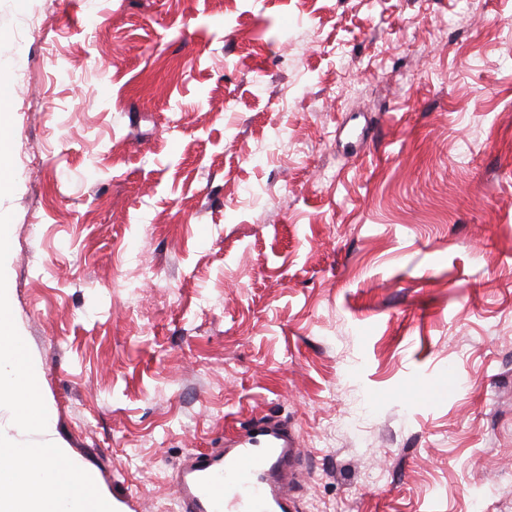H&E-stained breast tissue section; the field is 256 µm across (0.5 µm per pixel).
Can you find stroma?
<instances>
[{
  "instance_id": "obj_1",
  "label": "stroma",
  "mask_w": 512,
  "mask_h": 512,
  "mask_svg": "<svg viewBox=\"0 0 512 512\" xmlns=\"http://www.w3.org/2000/svg\"><path fill=\"white\" fill-rule=\"evenodd\" d=\"M5 270L118 512L262 418L297 512H512V0H0Z\"/></svg>"
}]
</instances>
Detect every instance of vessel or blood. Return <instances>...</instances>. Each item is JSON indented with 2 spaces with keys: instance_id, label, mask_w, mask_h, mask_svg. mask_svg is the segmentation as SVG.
I'll use <instances>...</instances> for the list:
<instances>
[{
  "instance_id": "obj_1",
  "label": "vessel or blood",
  "mask_w": 512,
  "mask_h": 512,
  "mask_svg": "<svg viewBox=\"0 0 512 512\" xmlns=\"http://www.w3.org/2000/svg\"><path fill=\"white\" fill-rule=\"evenodd\" d=\"M293 458V437L277 423L226 436L218 453L192 456L179 474V512H293L284 490Z\"/></svg>"
}]
</instances>
